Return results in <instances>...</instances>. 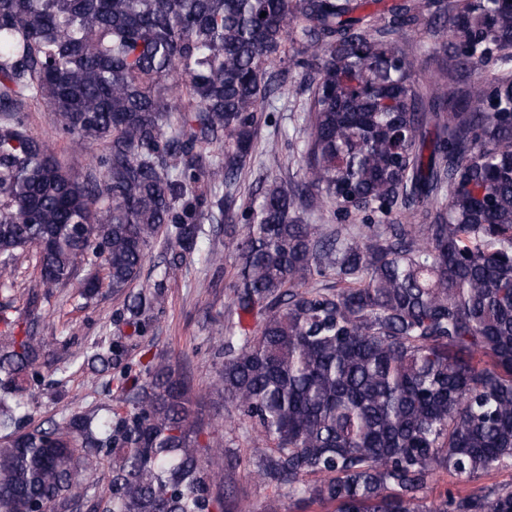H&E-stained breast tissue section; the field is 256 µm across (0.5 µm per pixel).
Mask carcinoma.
<instances>
[{"label":"carcinoma","instance_id":"cac0c4a2","mask_svg":"<svg viewBox=\"0 0 512 512\" xmlns=\"http://www.w3.org/2000/svg\"><path fill=\"white\" fill-rule=\"evenodd\" d=\"M379 3L0 0V255L33 248L39 266L30 320L0 315V512H244L180 362L129 360L165 304L132 285L160 236L191 253L202 220L224 216L259 106L292 68L314 74L305 181L268 185L224 225L239 322L211 337L252 474L333 512H512V483L426 495L443 471L512 468V0L366 11ZM436 19L451 63L421 89L394 36ZM464 71L478 77L463 96ZM24 99L103 146V182L75 180L28 132ZM445 194L446 211L422 209ZM313 199L341 223L297 216ZM398 209L403 224L368 222ZM91 256L106 276L82 295L107 284L131 328L84 354L113 372L117 406L35 424L16 394L41 367V303ZM104 468L106 491L88 494Z\"/></svg>","mask_w":512,"mask_h":512}]
</instances>
